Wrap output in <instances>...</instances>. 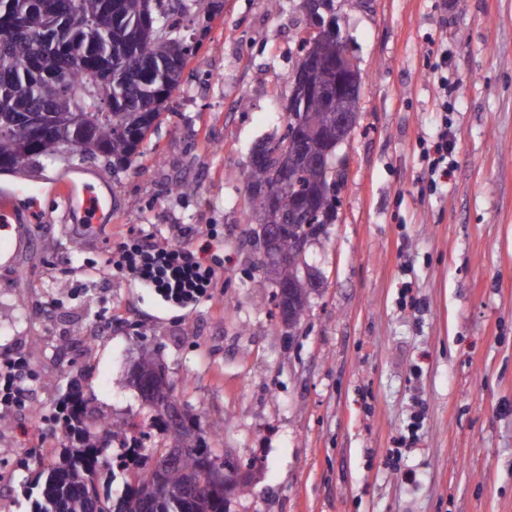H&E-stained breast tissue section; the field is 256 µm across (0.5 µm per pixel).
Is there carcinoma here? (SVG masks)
I'll return each instance as SVG.
<instances>
[{"instance_id": "obj_1", "label": "carcinoma", "mask_w": 512, "mask_h": 512, "mask_svg": "<svg viewBox=\"0 0 512 512\" xmlns=\"http://www.w3.org/2000/svg\"><path fill=\"white\" fill-rule=\"evenodd\" d=\"M67 0H43V9L30 14L29 24L43 27L49 14L58 13ZM76 12L67 19V32L73 50L97 42L112 55V71L99 75V90H91L92 79L87 69L74 63L69 55L59 57L54 65L60 71L63 91L73 96L77 106L90 110L86 145L70 148V164L102 160L117 173L135 157L144 154L142 143L155 121L166 109L171 95L181 84L183 70L169 65V57L193 54L191 35L185 20L198 14L203 0H74ZM112 3V35L100 29L80 26L83 15L98 14ZM164 29L167 39L157 38L155 31ZM309 40L301 39L299 67L307 71L312 86L327 87L333 80L329 67L336 56V43L325 40L311 54H306ZM36 54L27 45L14 42L0 44V95L3 87L16 89L9 98L12 112H30L41 108L45 97L36 87H27L24 76ZM112 94V111L102 105L104 95ZM359 96L336 100L328 95L311 93L306 116L298 125L287 119L286 133L279 142L288 143V158L293 179L288 189L277 191L271 177L281 156L269 154L265 145L253 153L257 159L247 172V206L260 224H278L280 233L272 240L257 245L256 264L262 268L266 258L278 254L288 256V268L277 276L301 280L302 261L295 251L302 240L316 236L322 225L309 223V217L288 215V195L301 198L306 213L322 211L336 217V171L320 168L325 137L336 130V115L358 108ZM58 123L49 122L37 142H28L20 131L0 130V167L18 176L37 170L40 157L57 148ZM305 294H288V324L297 325L306 311ZM140 377L136 381L140 394L147 396L142 405L150 414L151 425L173 441L170 451L178 454L179 464L167 467L159 461L155 468L125 482L117 499L103 496L99 490V471L105 466L103 455L112 451V442L122 434L121 428H99L88 421L87 400L77 383L58 407L54 420L74 443L61 451L60 461L47 470L36 502L35 512H231L232 497L226 496L224 484L232 471L221 462V469L210 462L207 431L187 417L180 425L167 419L166 406L176 401L171 384L159 383L153 377L159 367L153 352L147 351L137 362Z\"/></svg>"}]
</instances>
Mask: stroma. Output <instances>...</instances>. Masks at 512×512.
<instances>
[{"mask_svg": "<svg viewBox=\"0 0 512 512\" xmlns=\"http://www.w3.org/2000/svg\"><path fill=\"white\" fill-rule=\"evenodd\" d=\"M336 7L360 117L336 151L339 218L305 252L300 326L281 321L254 265L246 172L253 147L286 129L306 0H224L144 156L117 175L94 167L112 191L101 230L54 197L69 168L0 174L18 215L0 228V356L27 357L46 410L75 380L89 410L124 425L141 414L128 369L154 351L179 405L215 429L211 447L254 474L234 512H512V0ZM441 43L445 118L430 75ZM445 121L455 169L433 182L417 142ZM140 224L165 239L219 225L222 286L178 308L128 277H92ZM118 303L132 315L107 330ZM65 442L25 409L0 419V459L16 465L6 512H33L39 460Z\"/></svg>", "mask_w": 512, "mask_h": 512, "instance_id": "1", "label": "stroma"}]
</instances>
